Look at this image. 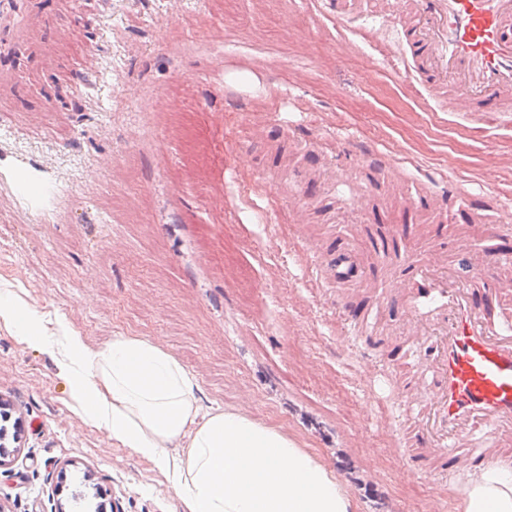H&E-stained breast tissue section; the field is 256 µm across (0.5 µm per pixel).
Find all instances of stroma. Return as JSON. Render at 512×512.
I'll return each instance as SVG.
<instances>
[{
	"instance_id": "stroma-1",
	"label": "stroma",
	"mask_w": 512,
	"mask_h": 512,
	"mask_svg": "<svg viewBox=\"0 0 512 512\" xmlns=\"http://www.w3.org/2000/svg\"><path fill=\"white\" fill-rule=\"evenodd\" d=\"M389 27L339 28L317 0H0V283L92 347L157 342L202 412L288 435L352 512H465L467 487L403 474L389 416L406 371L341 340L301 247L336 242L334 172L372 182L400 223L376 150L403 175L447 173L443 196L512 195V125L431 111ZM0 399L25 424L0 512H70L85 482L117 512H183L151 461L72 411L51 356L3 329Z\"/></svg>"
}]
</instances>
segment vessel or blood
Wrapping results in <instances>:
<instances>
[{
  "label": "vessel or blood",
  "mask_w": 512,
  "mask_h": 512,
  "mask_svg": "<svg viewBox=\"0 0 512 512\" xmlns=\"http://www.w3.org/2000/svg\"><path fill=\"white\" fill-rule=\"evenodd\" d=\"M337 22L371 14L393 22L395 51L407 74L440 111L512 118V0H320ZM371 162L410 215L385 231L377 250L386 273L375 278L355 247L311 244L312 270L342 301L354 342L403 336L398 358L410 368L398 384L406 423L402 465L437 481L512 469V226L494 193L459 187L448 197L398 178L383 152ZM373 187L358 182L336 212L360 224ZM487 227L486 242H432V224ZM397 310L390 324L384 310Z\"/></svg>",
  "instance_id": "b4317fda"
}]
</instances>
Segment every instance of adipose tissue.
Instances as JSON below:
<instances>
[{
  "label": "adipose tissue",
  "instance_id": "adipose-tissue-1",
  "mask_svg": "<svg viewBox=\"0 0 512 512\" xmlns=\"http://www.w3.org/2000/svg\"><path fill=\"white\" fill-rule=\"evenodd\" d=\"M1 327L52 356L72 410L164 471L185 512H350L333 473L284 433L234 411L201 413L196 377L153 341L90 348L64 318L47 328L13 288H0ZM465 512H512V473L486 470Z\"/></svg>",
  "mask_w": 512,
  "mask_h": 512
}]
</instances>
